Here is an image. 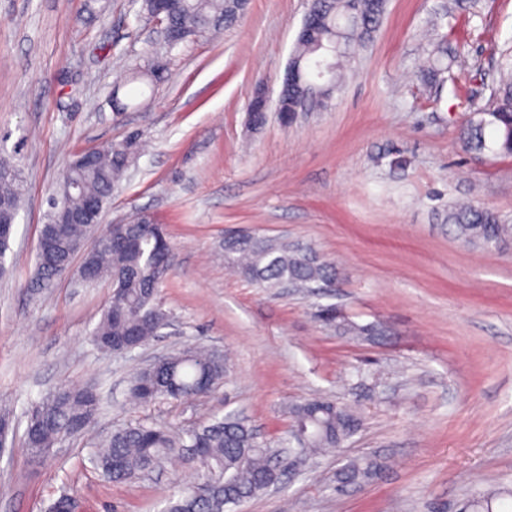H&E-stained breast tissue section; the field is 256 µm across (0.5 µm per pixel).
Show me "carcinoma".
I'll return each mask as SVG.
<instances>
[{
  "label": "carcinoma",
  "instance_id": "carcinoma-1",
  "mask_svg": "<svg viewBox=\"0 0 512 512\" xmlns=\"http://www.w3.org/2000/svg\"><path fill=\"white\" fill-rule=\"evenodd\" d=\"M321 23L306 38L296 40L289 66L293 78L282 89L283 123L293 121L290 112L311 88L317 96L328 97L340 87L345 62L355 50L374 37L386 11V0H314ZM241 0H182L181 8L168 18L186 43L220 27L232 25L244 12ZM429 67L422 80L433 83L451 70L457 55L438 42L428 50ZM167 69L148 54L144 64L135 66L128 83L155 86L166 78ZM492 105L474 112L461 131L465 148L485 150L494 155L512 156V72L502 75L491 92ZM139 146L133 132L106 150H91L93 163L69 164L63 181L76 188L65 196L55 187L47 198L46 222L39 234L35 255V276L45 288L58 278V256L91 262L93 285L109 281L121 292L112 296L90 333L98 350L130 351L156 340L167 314L157 305L161 282L155 280V264L173 251L162 225L146 222L142 212L133 213L134 223L115 234L102 224H58L56 212L67 208L80 212L90 200L105 210L115 184L129 168ZM23 188L19 169L0 159V227L13 226ZM458 238L483 248L497 247L512 238V222L498 212L470 204L448 207L446 216ZM225 264L257 287L277 293L282 283L306 288L312 282L336 275L332 263L322 259L309 245L268 237H244L226 250ZM336 331L362 336L368 330L340 317L326 318ZM226 360L213 358L202 348L183 349L166 354L161 368L141 367L132 377L129 395L149 404L158 399L176 403L196 400L212 392L224 381ZM100 410L96 393L83 387H61L27 415L25 446L34 457L50 452L61 441L83 431ZM293 429L305 428L301 435L290 434L303 455H315L326 448H338L359 427L353 410L322 399L304 400L289 407ZM179 448H197L198 480L178 497L169 500L165 512H225L280 482L282 470L271 461L273 450L258 441L250 421L227 414L201 429L189 431L156 423L138 422L113 431L94 448L93 463L115 483L129 482L156 468ZM381 464L373 459L353 460L336 471V487L371 479Z\"/></svg>",
  "mask_w": 512,
  "mask_h": 512
}]
</instances>
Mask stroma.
<instances>
[{
	"label": "stroma",
	"instance_id": "1",
	"mask_svg": "<svg viewBox=\"0 0 512 512\" xmlns=\"http://www.w3.org/2000/svg\"><path fill=\"white\" fill-rule=\"evenodd\" d=\"M308 0H250L232 26L163 50L166 80L136 86L141 107L115 113L112 91L141 63L153 24L130 0H0V157L24 185L10 271L0 278V406L26 417L62 386L94 387L102 412L34 459L15 435L0 454V512H163L195 483L187 452L114 483L88 461L97 438L137 421L192 429L235 411L282 445L288 408L349 405L360 427L341 448L287 474L242 512H459L488 490L512 492V245H466L445 221L467 200L512 221V157L466 150L468 97L488 106L483 75L512 52V0H388L374 41L328 100L259 129L257 87L277 99ZM447 39L465 66L433 89L424 40ZM139 133L144 146L104 221L145 210L165 224L173 270L158 304L164 337L106 355L90 332L112 299L102 281L34 283L48 192L76 154ZM310 244L336 267L326 288L274 295L224 264L240 229ZM383 328L370 341L317 313ZM203 346L230 371L210 395L151 405L128 398L154 356ZM372 458L368 482L336 488V470Z\"/></svg>",
	"mask_w": 512,
	"mask_h": 512
}]
</instances>
